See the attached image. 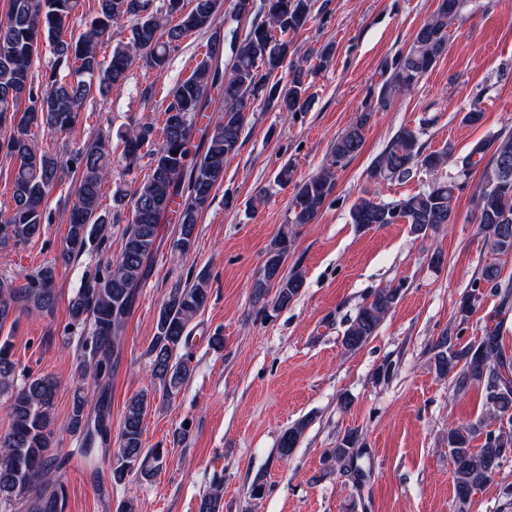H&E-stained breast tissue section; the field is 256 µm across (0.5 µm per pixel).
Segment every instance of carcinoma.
I'll return each instance as SVG.
<instances>
[{
    "label": "carcinoma",
    "instance_id": "carcinoma-1",
    "mask_svg": "<svg viewBox=\"0 0 512 512\" xmlns=\"http://www.w3.org/2000/svg\"><path fill=\"white\" fill-rule=\"evenodd\" d=\"M224 0H97L92 19L79 36L68 34L76 22L81 0H9L0 16V153L13 163L12 204L0 213V247L18 245L37 236L44 221L47 198L64 176L68 164L36 150L32 129L62 133L75 124L81 106L107 98L127 79L131 66L141 61L164 70L171 49L191 31L209 33L206 53L192 74L171 90L164 115L163 138L147 150L149 173L132 193L131 216L122 229L119 255L87 274L70 301L71 325L80 329L83 359L78 366L80 385L74 392L67 429L75 437L73 453L92 459L105 451L111 415L110 382L122 354V331L135 307L138 286L149 271L159 245L160 227L169 217L179 224L175 247L186 253L193 245L196 224L210 204L214 187L224 180V161L242 145L247 114L261 100L279 112H301L308 104L305 80L312 68L285 64L292 47L290 35L309 20L313 0H234L239 20L250 21L245 33L233 29L221 35ZM464 0H439L433 15L416 30L408 49L399 53L372 99L357 120L339 134L330 148L331 164L295 185L289 223L265 252L253 282L252 301L260 309L280 311L295 302L305 286L299 270L282 273L288 260L291 224L317 222L335 187L333 168L357 157L364 145L367 124L377 112L389 109L393 99L411 90L433 68L448 42V23ZM180 17L174 24L170 17ZM131 19L128 41L112 50L105 61L99 46L109 40L112 27ZM50 47L53 64L45 91L33 93L34 66L40 43ZM288 67V80L276 78ZM207 112H218L213 122L200 125ZM151 128L131 130L123 139V157L130 165L150 143ZM449 149L425 152L415 131L399 129L371 162L374 181L405 179L424 169L435 175L427 187L391 202L362 196L350 209L351 223L366 230L372 224H408L426 235L453 223L463 181L488 160L474 199L475 218L491 249L512 254V133L477 141L455 175H437L447 163ZM112 150L102 139L87 142L71 164L79 169L75 201L69 212L66 242L59 260L99 246L105 219L99 209L102 185L111 173ZM56 263L24 276L17 286L0 277V328L19 311H49L56 301ZM501 269L486 265L480 278L461 300L459 313H471L475 292L485 283L499 287ZM399 300V289L375 290L359 306L343 332L342 345L356 351L375 336ZM208 301L207 280L174 288L159 310L156 333L147 354L151 374L170 394L191 375L189 324ZM430 360L440 376H452L457 393L473 381L483 384L485 410L467 426L448 427V465L456 500L465 504L483 488L512 456V354L501 343L497 328H488L474 341L442 333L430 348ZM16 363L9 338H0V390L12 385ZM57 381L48 375L28 376L13 391L8 405L10 427L0 434V512L20 505L26 512H64L66 487L59 476L69 461L56 453L51 410ZM151 407L148 395L129 399L118 447L112 450L110 481L117 485L135 475L157 476L169 450L142 446L144 421ZM509 418L508 427L500 425ZM305 429L301 421L280 437L277 453L285 459ZM483 438L479 447L472 442ZM361 434L347 432L327 451L334 466L366 475L359 465ZM222 489L216 484L200 499L198 512H223Z\"/></svg>",
    "mask_w": 512,
    "mask_h": 512
}]
</instances>
